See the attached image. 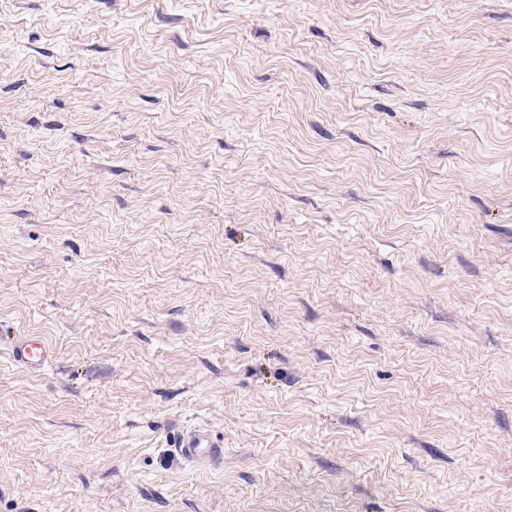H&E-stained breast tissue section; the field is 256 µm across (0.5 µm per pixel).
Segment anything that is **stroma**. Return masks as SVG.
<instances>
[{"mask_svg": "<svg viewBox=\"0 0 512 512\" xmlns=\"http://www.w3.org/2000/svg\"><path fill=\"white\" fill-rule=\"evenodd\" d=\"M348 507L512 512V0H0V512ZM14 365L31 371H41L54 357L53 349L36 336H17L10 346ZM169 452L170 459L176 466L189 462L208 467L224 459V448L220 441L200 428H188L173 433Z\"/></svg>", "mask_w": 512, "mask_h": 512, "instance_id": "35a3bbf8", "label": "stroma"}]
</instances>
